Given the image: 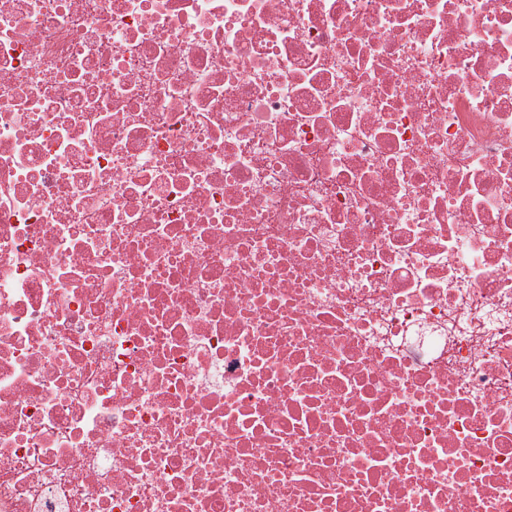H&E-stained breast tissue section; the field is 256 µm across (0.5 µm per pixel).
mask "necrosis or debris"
Returning a JSON list of instances; mask_svg holds the SVG:
<instances>
[{"mask_svg": "<svg viewBox=\"0 0 512 512\" xmlns=\"http://www.w3.org/2000/svg\"><path fill=\"white\" fill-rule=\"evenodd\" d=\"M0 512H512V0H0Z\"/></svg>", "mask_w": 512, "mask_h": 512, "instance_id": "4bbe7bcc", "label": "necrosis or debris"}]
</instances>
